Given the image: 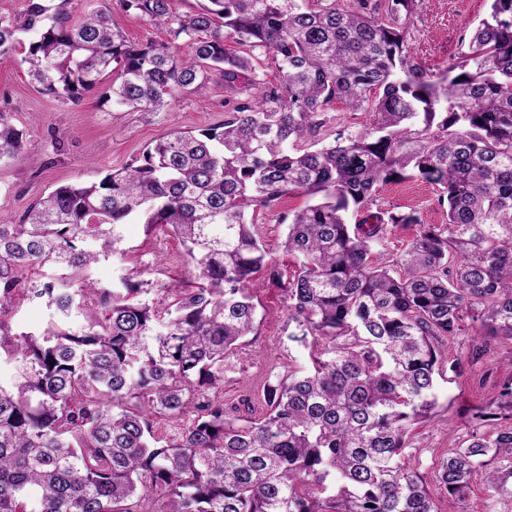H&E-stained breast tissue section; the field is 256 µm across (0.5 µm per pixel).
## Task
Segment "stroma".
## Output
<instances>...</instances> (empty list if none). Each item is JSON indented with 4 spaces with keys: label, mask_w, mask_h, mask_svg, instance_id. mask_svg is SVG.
<instances>
[{
    "label": "stroma",
    "mask_w": 512,
    "mask_h": 512,
    "mask_svg": "<svg viewBox=\"0 0 512 512\" xmlns=\"http://www.w3.org/2000/svg\"><path fill=\"white\" fill-rule=\"evenodd\" d=\"M111 13L124 35L135 42L166 39L158 28L139 15L124 12L117 0H69L73 19L96 9ZM489 10L488 0H418L409 41L411 55L427 71L440 73L460 61L471 29ZM36 31H22L10 60L0 63V112L10 113L24 132L23 151L0 157V224L18 223L25 210L41 195L63 183L89 184L108 170L138 156L154 140L174 130L199 131L222 123L233 93L221 78H213L198 93H176L160 112L121 106L91 91L74 104L43 93L31 83L23 58ZM328 124L317 137L300 141V148H314L333 140L336 133L359 129L364 115L334 102L325 111ZM306 203L291 195L254 214L260 235L276 251L285 232L284 213ZM376 212L416 210L424 223L440 224L446 209L437 203L434 186L409 180L379 184L374 196ZM129 260H109L96 266L91 276L101 285L118 284L127 265L137 266L142 280L152 286L150 300L157 307L170 301L193 268L185 249L170 231L147 229L132 220L124 229ZM258 317L253 335L245 338L229 359L224 375V401L240 406L253 417L267 405L265 382L286 371L307 365L304 351L288 341V300L276 286L260 283L252 290ZM477 339L465 333L447 344L446 355L463 360L462 376L438 380L437 404L430 419L409 432L408 451L425 480L438 512H512V498L490 497L482 484L472 485L464 500L449 497L439 480V469L451 449L468 438L470 409L494 400L504 383H512V342L491 341L487 351L474 356Z\"/></svg>",
    "instance_id": "1"
}]
</instances>
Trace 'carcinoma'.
Segmentation results:
<instances>
[{
  "mask_svg": "<svg viewBox=\"0 0 512 512\" xmlns=\"http://www.w3.org/2000/svg\"><path fill=\"white\" fill-rule=\"evenodd\" d=\"M118 2L168 39L136 43L105 10L73 23L68 0H28L0 20V61L35 30L23 61L40 92L77 103L104 84L159 112L218 75L260 84L232 41L271 54L279 84L0 224V512H437L406 449L436 378L462 372L443 339L512 341V0H491L438 75L409 55L416 0H203L185 14L175 0ZM335 100L366 113L362 128L298 148ZM21 150L0 112V157ZM410 179L437 188L446 223L369 213L377 184ZM293 192L308 204L286 216L285 282L248 215ZM132 219L170 228L194 266L163 312L134 269L118 288L87 279L126 256ZM410 224L404 249L374 256L388 226ZM48 264L57 273L35 277ZM262 279L285 291L288 339L310 366L266 382L267 411L249 418L224 407V372L254 332ZM21 296L53 313L36 333L13 331ZM156 418L184 422L181 436L159 440ZM472 426L440 481L452 497L479 482L512 498V384Z\"/></svg>",
  "mask_w": 512,
  "mask_h": 512,
  "instance_id": "obj_1",
  "label": "carcinoma"
}]
</instances>
